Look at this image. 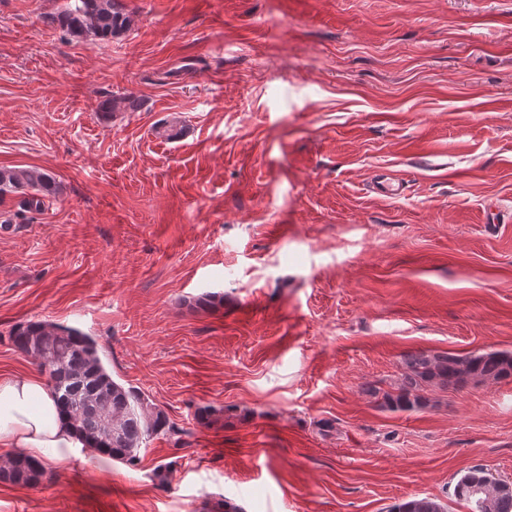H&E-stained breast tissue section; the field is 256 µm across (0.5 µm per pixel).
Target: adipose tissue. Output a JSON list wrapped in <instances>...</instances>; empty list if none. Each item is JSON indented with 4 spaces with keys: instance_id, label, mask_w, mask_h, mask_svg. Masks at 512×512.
Returning <instances> with one entry per match:
<instances>
[{
    "instance_id": "1",
    "label": "adipose tissue",
    "mask_w": 512,
    "mask_h": 512,
    "mask_svg": "<svg viewBox=\"0 0 512 512\" xmlns=\"http://www.w3.org/2000/svg\"><path fill=\"white\" fill-rule=\"evenodd\" d=\"M0 447L56 466L86 461L74 424L36 378H0Z\"/></svg>"
}]
</instances>
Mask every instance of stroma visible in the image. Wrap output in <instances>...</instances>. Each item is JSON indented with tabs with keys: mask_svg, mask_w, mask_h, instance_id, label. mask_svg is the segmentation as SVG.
<instances>
[{
	"mask_svg": "<svg viewBox=\"0 0 512 512\" xmlns=\"http://www.w3.org/2000/svg\"><path fill=\"white\" fill-rule=\"evenodd\" d=\"M65 2L0 0V167L60 186L0 233V377L41 374L16 326L73 327L177 432L0 512H469L470 467L512 482V378L383 398L408 355L512 353V0H122L78 43ZM47 19L77 42L89 37L108 42L126 31L131 22L121 0H68ZM388 512H444L441 503L428 497H414L392 505Z\"/></svg>",
	"mask_w": 512,
	"mask_h": 512,
	"instance_id": "35a3bbf8",
	"label": "stroma"
}]
</instances>
